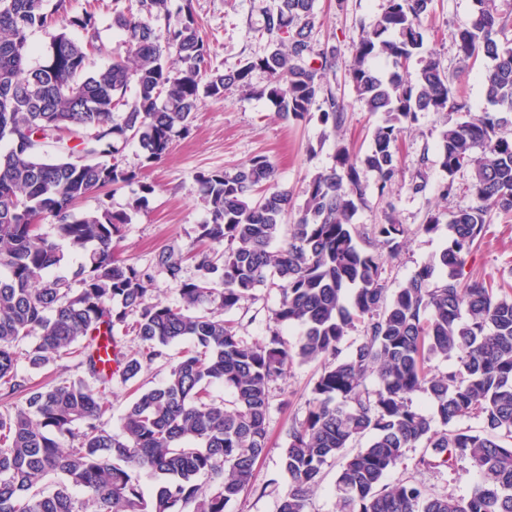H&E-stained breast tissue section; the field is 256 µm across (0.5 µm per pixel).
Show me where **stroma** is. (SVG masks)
Returning <instances> with one entry per match:
<instances>
[{"mask_svg":"<svg viewBox=\"0 0 512 512\" xmlns=\"http://www.w3.org/2000/svg\"><path fill=\"white\" fill-rule=\"evenodd\" d=\"M192 2L211 46L213 68L234 70L265 55L268 41L259 30L263 0ZM384 6L385 0H316V23L311 37L315 49L336 50V69L330 84L345 116L339 129L323 124L315 111L301 120L282 118L269 100L256 96V89L268 82L267 74L256 69L250 76L252 92L234 88L227 91L223 100L203 102L190 133L176 137L161 162H146L138 143L130 142L121 154V163L136 173V180L113 191L89 194L81 201L78 210L82 213L104 204L117 212H129L131 199L145 196L142 208L130 212L131 219L122 228L116 253L128 263L151 272L166 303L177 306L181 299L166 274L156 268L155 256L170 245L185 251L195 247L197 227L208 218L199 202L200 175L215 170L232 172L253 157H267L275 166L279 190L288 192L292 198L285 221L293 224L301 215L310 177L335 165L337 145H346L357 155L367 150L378 117L367 112L357 99L346 68L362 25L371 23ZM473 11V0H434L432 12L422 21L424 46L453 76L454 87L467 105L466 112L419 114L400 143V174L387 197H378L373 191L372 172L360 173L362 182L369 187L367 203L356 215L361 246H368L371 228L384 223L387 214H394L407 230L403 248L384 263L383 278L391 291L422 265L438 259L449 243L447 220L453 212L475 203L469 190L470 172L466 169L452 178L454 192L446 197L440 195V185L450 178L441 169L436 151L442 129L490 108L480 73L491 67V60H480L472 69L461 67L453 38L456 28L468 22ZM420 174L427 180V189L415 194L410 185ZM146 184L151 187L147 194L142 191ZM431 213L439 214L442 220L434 233L423 229ZM471 269L479 275L512 283V213L493 212ZM278 300L277 289H257L255 300L243 303L228 317L237 323L240 335L247 341L261 340ZM317 372V365L294 364L287 378L273 388L268 450L256 469L257 491L231 502L225 512H276L278 494L288 486V478L281 469L286 431L293 422L304 418ZM421 454V449H407L402 463L388 474V481L409 478L436 493L466 494L475 477L467 463H460L454 471L441 466L425 469L416 465Z\"/></svg>","mask_w":512,"mask_h":512,"instance_id":"stroma-1","label":"stroma"}]
</instances>
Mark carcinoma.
Returning <instances> with one entry per match:
<instances>
[{
	"instance_id": "obj_1",
	"label": "carcinoma",
	"mask_w": 512,
	"mask_h": 512,
	"mask_svg": "<svg viewBox=\"0 0 512 512\" xmlns=\"http://www.w3.org/2000/svg\"><path fill=\"white\" fill-rule=\"evenodd\" d=\"M119 2L112 0V22L125 35V55L90 72V56L105 51L95 10L68 18L66 0L52 13L46 0H0V140L12 144L0 153V386L23 397L0 414V512H225L254 490L268 448L271 387L297 361H317L321 370L304 419L288 430L281 455L288 487L277 512H310L323 465L366 435L367 447L336 477L339 512H512V288L464 278L492 212H512V135L500 117L502 108L512 112V48L500 43L509 23L493 0H475L473 19L455 33L465 65L493 61L483 85L498 110L439 134L438 162L448 174L442 195L468 168L475 204L451 215L438 261L389 295L380 255L355 242L367 195L359 166L374 173L384 196L399 174L398 141L418 114L465 110L439 61L424 55L420 25L433 0H386L362 26L347 69L359 101L380 116L368 151L358 157L337 146L336 165L310 178L302 215L284 240L290 199L276 188L267 157L201 175L208 220L198 225L204 248L194 254L196 276L183 278L178 248L155 256L181 308L159 297L148 272L115 256L128 213L104 204L77 217L76 203L136 179L119 160L128 141H138L148 162L162 160L173 139L190 132L202 102L222 101L233 87L252 90L255 69L269 77L258 96L283 116L303 118L316 105L323 124L341 127L344 112L327 80L336 47L314 51V0H273L262 8L269 51L221 72L210 66L191 0H136L134 9ZM173 7L178 24L157 28ZM54 14L85 40L57 34L32 67L30 33ZM380 57L391 64L385 73L374 66ZM306 58L318 66L300 65ZM415 58L421 67L412 83L406 72ZM77 147L83 157L75 159ZM46 219L57 238L40 233ZM405 236L392 216L372 230L374 245L390 255ZM59 239L81 257L71 279L54 273L68 258ZM267 285L279 291L273 326L249 344L215 311L229 312ZM284 325L300 328L292 347L280 336ZM119 326L144 349L126 354ZM185 340L194 348L162 384L139 393L119 431L106 428L112 377L136 380L145 363ZM23 342L31 370L76 354L90 380L49 386L18 376ZM437 357L454 359L453 367L432 368ZM215 385L231 399H215ZM417 392L433 415L414 406ZM467 417L480 419L482 430L458 426ZM418 447L421 466L469 463L476 479L467 495L431 493L412 480L384 483L406 449ZM142 472L163 477L149 495L134 477ZM50 475L61 480L47 490L40 483Z\"/></svg>"
}]
</instances>
